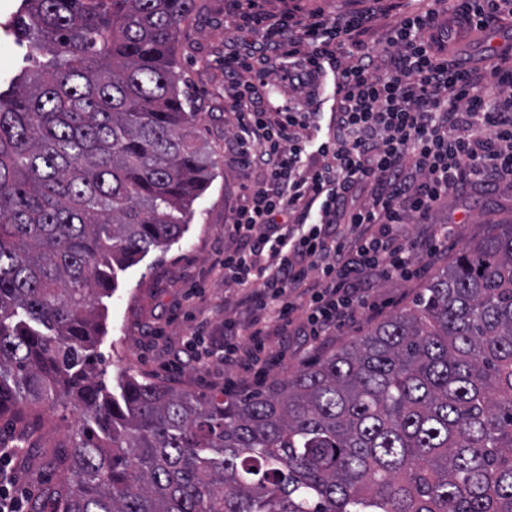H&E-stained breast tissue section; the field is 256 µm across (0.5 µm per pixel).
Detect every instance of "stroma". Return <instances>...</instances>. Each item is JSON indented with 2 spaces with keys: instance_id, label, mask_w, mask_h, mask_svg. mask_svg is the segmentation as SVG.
<instances>
[{
  "instance_id": "1",
  "label": "stroma",
  "mask_w": 512,
  "mask_h": 512,
  "mask_svg": "<svg viewBox=\"0 0 512 512\" xmlns=\"http://www.w3.org/2000/svg\"><path fill=\"white\" fill-rule=\"evenodd\" d=\"M20 0H0V75L31 67L26 48L7 23ZM205 15L189 20L178 47L180 88L196 114L193 133L214 178L196 200L190 224L179 241L167 249H154L118 275L111 296L96 306L103 330L96 341L97 373L108 389H117L129 375L163 381L179 390L210 396L238 381L242 368L224 363V322L242 317L234 305V286L225 284L218 265L230 239L225 224L242 189L255 176L224 152V142L237 130L236 118L224 100V21L230 0H206ZM434 221H452L459 235L450 239L430 264L426 276L410 282L381 280L373 285L380 305L379 318H387L411 304L427 276L445 267L464 243L482 239L494 224H512V187L478 186L449 197L434 214ZM204 328L210 354L205 367L170 369L195 328ZM301 338L276 336L267 343L268 378L284 377L310 363L301 350ZM83 413L59 402L27 411L24 417L0 418V448L21 449L30 463L10 462L9 472L29 492L32 501L43 499L58 482L57 460L72 448Z\"/></svg>"
}]
</instances>
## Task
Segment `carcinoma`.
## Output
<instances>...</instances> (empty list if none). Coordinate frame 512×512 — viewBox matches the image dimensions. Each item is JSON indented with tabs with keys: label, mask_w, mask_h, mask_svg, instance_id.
Here are the masks:
<instances>
[{
	"label": "carcinoma",
	"mask_w": 512,
	"mask_h": 512,
	"mask_svg": "<svg viewBox=\"0 0 512 512\" xmlns=\"http://www.w3.org/2000/svg\"><path fill=\"white\" fill-rule=\"evenodd\" d=\"M196 0H20L0 84V415L83 411L38 512H512V224L263 390L95 380L94 299L179 239L213 170L180 90Z\"/></svg>",
	"instance_id": "obj_1"
}]
</instances>
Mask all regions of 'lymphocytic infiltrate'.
I'll list each match as a JSON object with an SVG mask.
<instances>
[{
    "mask_svg": "<svg viewBox=\"0 0 512 512\" xmlns=\"http://www.w3.org/2000/svg\"><path fill=\"white\" fill-rule=\"evenodd\" d=\"M382 2L328 14L290 0L270 14L234 0L228 150L258 179L231 213L220 263L247 314L227 330L225 365L257 367L274 336L335 335L357 320L371 283L410 280L419 253L455 235L429 221L451 193L512 186V46L481 68L465 41L512 17V0H435L386 28ZM324 59L343 87L329 117L309 102L279 104L271 75L298 63L314 86ZM416 221L428 224L420 241L409 234Z\"/></svg>",
    "mask_w": 512,
    "mask_h": 512,
    "instance_id": "1",
    "label": "lymphocytic infiltrate"
}]
</instances>
